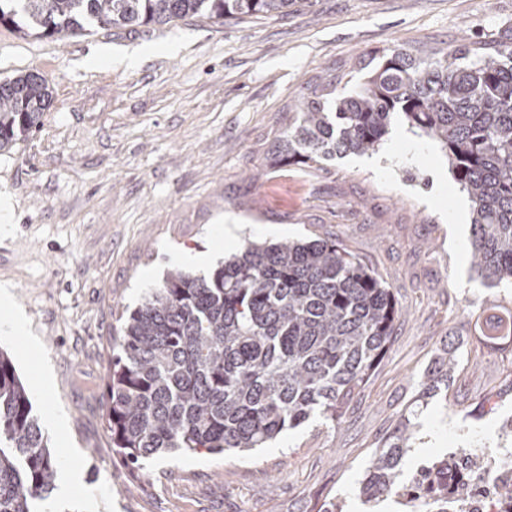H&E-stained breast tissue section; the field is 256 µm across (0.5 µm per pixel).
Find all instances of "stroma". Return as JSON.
I'll list each match as a JSON object with an SVG mask.
<instances>
[{
    "mask_svg": "<svg viewBox=\"0 0 512 512\" xmlns=\"http://www.w3.org/2000/svg\"><path fill=\"white\" fill-rule=\"evenodd\" d=\"M512 29V0H294L288 10L231 23L188 17L165 25L18 37L0 25V78L45 79L51 98L24 141L0 152V349L27 385L57 452L78 482L63 512H399L361 504L357 481L374 440L391 429L434 344L466 335L470 315L512 301L471 269L453 210L466 197L441 145L393 117L373 154L327 170L273 163L293 95L323 69L363 78L362 59L402 45L425 55L459 37ZM136 64H128V56ZM255 242L330 235L382 276L404 315L394 341L341 423L319 419L240 454L158 455L136 468L112 451L105 380L125 311L140 304L181 253L202 276L231 256L220 235ZM22 309L34 342L23 354L3 325ZM460 375L461 408L430 400L404 475L452 448H477L497 420L479 396L499 360ZM51 378L38 388L39 371ZM64 421L53 431L50 414Z\"/></svg>",
    "mask_w": 512,
    "mask_h": 512,
    "instance_id": "stroma-1",
    "label": "stroma"
}]
</instances>
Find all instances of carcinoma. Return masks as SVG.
<instances>
[{"mask_svg":"<svg viewBox=\"0 0 512 512\" xmlns=\"http://www.w3.org/2000/svg\"><path fill=\"white\" fill-rule=\"evenodd\" d=\"M293 0H0V24L21 38L89 27L168 24L202 15L217 22L288 10ZM349 93L324 73L288 106L276 151L317 170L347 153L380 150L395 113L437 140L473 203L470 264L489 287L512 286V36L464 39L425 56L394 47ZM49 100L26 74L0 81V151L37 124ZM401 314L391 288L348 245L245 241L212 275L176 268L128 312L106 387V421L118 457L137 464L167 452H245L318 416L336 427L393 340ZM512 355V307L493 305L471 335L436 347L419 398L448 397L467 367L463 348ZM419 425L375 443L360 497L429 492L448 503L443 458L401 483ZM58 455L29 390L0 350V512H37L55 489Z\"/></svg>","mask_w":512,"mask_h":512,"instance_id":"carcinoma-1","label":"carcinoma"}]
</instances>
